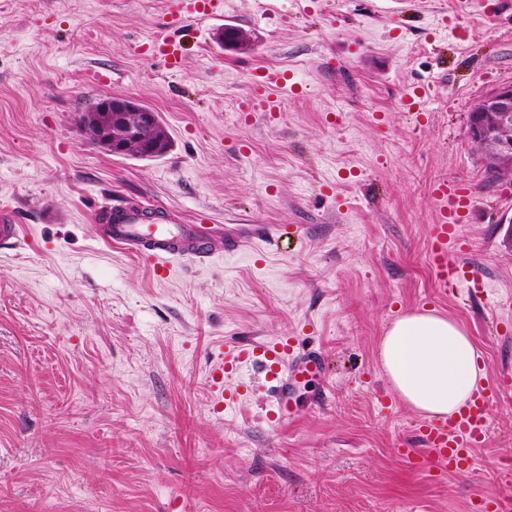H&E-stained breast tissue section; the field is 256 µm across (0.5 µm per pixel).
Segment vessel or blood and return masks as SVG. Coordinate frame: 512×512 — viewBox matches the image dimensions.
<instances>
[{
	"instance_id": "b4317fda",
	"label": "vessel or blood",
	"mask_w": 512,
	"mask_h": 512,
	"mask_svg": "<svg viewBox=\"0 0 512 512\" xmlns=\"http://www.w3.org/2000/svg\"><path fill=\"white\" fill-rule=\"evenodd\" d=\"M209 16L217 11L216 0H170L172 16L185 11ZM142 52L164 58L170 69L181 66L182 48L175 41L160 36L142 45ZM288 91V79L280 71L264 70L256 82L252 97L244 104L247 112H274L279 98ZM431 194L437 203L436 219L428 227V264L435 279L443 286L468 294L485 293L483 278L469 266L450 259L449 248L465 250L467 244L458 228L471 208V193L461 183L436 181ZM99 218L101 241L115 249L143 258L153 273L168 277L175 263L210 264L241 253L260 241V233L228 235L223 229L204 224H186L173 219L167 211L119 205L103 209ZM24 228L13 215L0 214V246L11 247L24 241ZM255 363L262 367L272 386L273 398L269 420L272 425L283 422L282 409L288 393L300 380L319 376L324 371V357L318 350L294 344L292 339L260 343L249 348L233 347L225 352L212 375L211 388L216 406L225 401V377L237 373L242 365ZM512 399V373L503 372L493 382L481 385L469 402L456 414L427 417L417 421L415 434L421 445L409 447L400 442L397 454L419 470L432 476L468 473L474 465L473 450L489 431L491 406ZM473 512H512V497L497 493L480 496L472 505Z\"/></svg>"
}]
</instances>
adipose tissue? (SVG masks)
<instances>
[{
	"label": "adipose tissue",
	"instance_id": "ef3b65f1",
	"mask_svg": "<svg viewBox=\"0 0 512 512\" xmlns=\"http://www.w3.org/2000/svg\"><path fill=\"white\" fill-rule=\"evenodd\" d=\"M397 398L427 416L458 411L478 388L479 354L464 330L431 310L398 317L379 349Z\"/></svg>",
	"mask_w": 512,
	"mask_h": 512
}]
</instances>
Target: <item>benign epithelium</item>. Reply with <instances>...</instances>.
Listing matches in <instances>:
<instances>
[{
  "instance_id": "obj_1",
  "label": "benign epithelium",
  "mask_w": 512,
  "mask_h": 512,
  "mask_svg": "<svg viewBox=\"0 0 512 512\" xmlns=\"http://www.w3.org/2000/svg\"><path fill=\"white\" fill-rule=\"evenodd\" d=\"M98 111L103 115L122 117L124 133L102 135L103 146L113 154H125L130 146L140 145L136 129L155 123L154 114L147 109L130 107L119 113L112 112L110 98L99 100ZM133 111L137 112V120L130 123L124 116ZM469 135L473 141L490 150L503 173L502 179L512 181V83L491 89L472 107L469 113Z\"/></svg>"
}]
</instances>
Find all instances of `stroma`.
<instances>
[{
	"label": "stroma",
	"instance_id": "stroma-1",
	"mask_svg": "<svg viewBox=\"0 0 512 512\" xmlns=\"http://www.w3.org/2000/svg\"><path fill=\"white\" fill-rule=\"evenodd\" d=\"M227 25L252 48L222 47ZM158 35L181 42L178 70L132 53ZM264 68L301 92L238 111ZM510 82L512 0H224L208 20L173 19L169 0H0V208L26 234L0 250V512H470L512 493V402L493 405L471 473L434 478L396 453L417 412L376 400L381 339L415 309L471 336L482 380L512 371L497 330L512 185L490 182L468 133L471 107ZM427 84L423 115L404 112L406 87ZM105 97L157 112L169 153L92 144L74 118ZM440 179L474 195L461 259L486 295L430 271ZM128 202L289 236L159 279L98 236V211ZM283 336L328 363L293 391L294 418L268 424L250 366L215 412L224 351Z\"/></svg>",
	"mask_w": 512,
	"mask_h": 512
}]
</instances>
